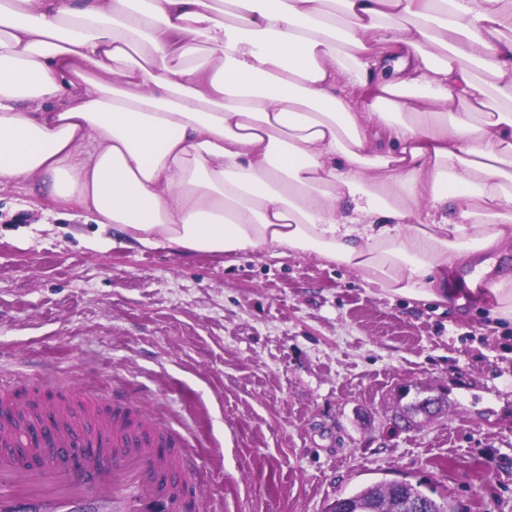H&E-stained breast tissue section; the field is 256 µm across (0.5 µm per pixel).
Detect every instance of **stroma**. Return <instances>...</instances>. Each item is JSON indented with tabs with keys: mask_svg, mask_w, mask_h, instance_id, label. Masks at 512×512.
Segmentation results:
<instances>
[{
	"mask_svg": "<svg viewBox=\"0 0 512 512\" xmlns=\"http://www.w3.org/2000/svg\"><path fill=\"white\" fill-rule=\"evenodd\" d=\"M490 309L379 297L310 255L147 247L0 186V378L155 412L213 512H323L391 481L512 512V322ZM417 387L443 406L408 425Z\"/></svg>",
	"mask_w": 512,
	"mask_h": 512,
	"instance_id": "stroma-1",
	"label": "stroma"
}]
</instances>
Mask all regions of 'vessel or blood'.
Masks as SVG:
<instances>
[{"label":"vessel or blood","instance_id":"vessel-or-blood-1","mask_svg":"<svg viewBox=\"0 0 512 512\" xmlns=\"http://www.w3.org/2000/svg\"><path fill=\"white\" fill-rule=\"evenodd\" d=\"M42 417L48 439L33 459L12 452L18 422L0 427V512H150L158 502L166 512H200L198 464L178 430L147 414L130 419L121 407L105 421L68 407ZM88 443L98 451L82 466L59 461L60 452ZM100 488L111 499L96 498Z\"/></svg>","mask_w":512,"mask_h":512}]
</instances>
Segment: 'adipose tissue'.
I'll list each match as a JSON object with an SVG mask.
<instances>
[{"mask_svg": "<svg viewBox=\"0 0 512 512\" xmlns=\"http://www.w3.org/2000/svg\"><path fill=\"white\" fill-rule=\"evenodd\" d=\"M512 320V0H0V185Z\"/></svg>", "mask_w": 512, "mask_h": 512, "instance_id": "ef3b65f1", "label": "adipose tissue"}]
</instances>
